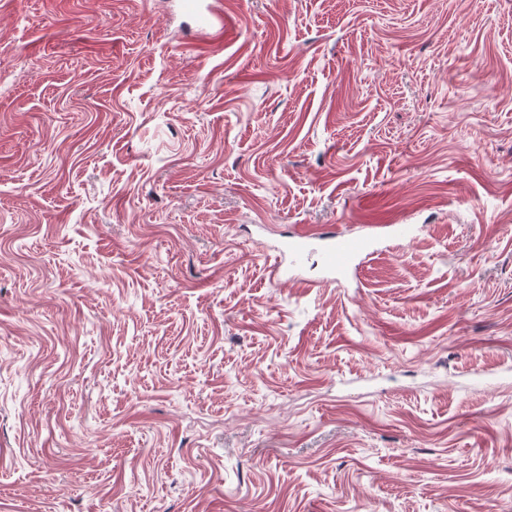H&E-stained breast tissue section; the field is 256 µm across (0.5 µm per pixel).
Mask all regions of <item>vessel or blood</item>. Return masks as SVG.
Listing matches in <instances>:
<instances>
[{"label": "vessel or blood", "mask_w": 512, "mask_h": 512, "mask_svg": "<svg viewBox=\"0 0 512 512\" xmlns=\"http://www.w3.org/2000/svg\"><path fill=\"white\" fill-rule=\"evenodd\" d=\"M322 248V262L327 280L347 272L357 259L368 257L374 252L371 235H336L335 231L317 232L309 228L296 233L287 245L292 266H301L306 255L314 246Z\"/></svg>", "instance_id": "1"}]
</instances>
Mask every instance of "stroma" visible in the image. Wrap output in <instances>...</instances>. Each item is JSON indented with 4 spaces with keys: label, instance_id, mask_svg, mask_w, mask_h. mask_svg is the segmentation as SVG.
Returning a JSON list of instances; mask_svg holds the SVG:
<instances>
[{
    "label": "stroma",
    "instance_id": "35a3bbf8",
    "mask_svg": "<svg viewBox=\"0 0 512 512\" xmlns=\"http://www.w3.org/2000/svg\"><path fill=\"white\" fill-rule=\"evenodd\" d=\"M210 2L0 0V512H512V0ZM317 241L323 242L322 262L326 274L322 278L323 283L336 279V274L347 272L355 260L374 253V239L369 234L336 237L332 230L315 232L305 227L287 245L290 264L301 266Z\"/></svg>",
    "mask_w": 512,
    "mask_h": 512
}]
</instances>
